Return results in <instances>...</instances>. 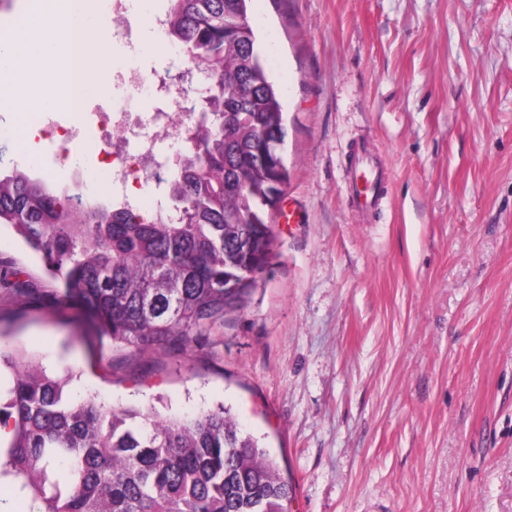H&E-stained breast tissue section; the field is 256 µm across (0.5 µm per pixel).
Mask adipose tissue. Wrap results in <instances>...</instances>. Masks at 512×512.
Returning <instances> with one entry per match:
<instances>
[{
	"label": "adipose tissue",
	"mask_w": 512,
	"mask_h": 512,
	"mask_svg": "<svg viewBox=\"0 0 512 512\" xmlns=\"http://www.w3.org/2000/svg\"><path fill=\"white\" fill-rule=\"evenodd\" d=\"M92 7V0H33L19 25L0 36V112L12 111L24 89L31 91V104L37 110L76 111L73 98L45 93L48 77L39 64L48 59L65 71L82 73L81 95L105 92V84L96 81L95 75L112 30L103 25L94 40L82 38Z\"/></svg>",
	"instance_id": "1"
}]
</instances>
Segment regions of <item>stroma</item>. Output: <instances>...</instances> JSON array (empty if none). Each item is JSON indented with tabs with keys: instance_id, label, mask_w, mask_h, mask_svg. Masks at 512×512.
<instances>
[{
	"instance_id": "35a3bbf8",
	"label": "stroma",
	"mask_w": 512,
	"mask_h": 512,
	"mask_svg": "<svg viewBox=\"0 0 512 512\" xmlns=\"http://www.w3.org/2000/svg\"><path fill=\"white\" fill-rule=\"evenodd\" d=\"M283 102L295 223L248 304L202 347L140 351L98 335L0 224V336L75 397L191 417L224 406L292 487L291 512H512V0H250ZM176 46L111 44L153 80ZM109 86L54 123L96 125ZM31 146L19 151L22 132ZM98 146L0 127V158L57 189L101 188ZM388 180L350 194L359 153ZM357 167L363 172L366 180L361 188L356 187L352 196L353 202L361 211L375 210L383 199L385 185L382 180L385 173L372 158L365 154L358 157Z\"/></svg>"
}]
</instances>
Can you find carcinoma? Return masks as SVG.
<instances>
[{"mask_svg": "<svg viewBox=\"0 0 512 512\" xmlns=\"http://www.w3.org/2000/svg\"><path fill=\"white\" fill-rule=\"evenodd\" d=\"M166 36L205 80L189 148L165 180L169 206L73 203L13 168L0 174L10 224L100 335L140 350L203 344L242 309L274 256L288 170L263 132L284 126L280 91L254 53L248 0H167ZM226 107L235 111L228 113ZM0 427L10 475L35 512H289L292 487L220 405L194 417L77 402L73 371L49 375L0 336Z\"/></svg>", "mask_w": 512, "mask_h": 512, "instance_id": "1", "label": "carcinoma"}]
</instances>
